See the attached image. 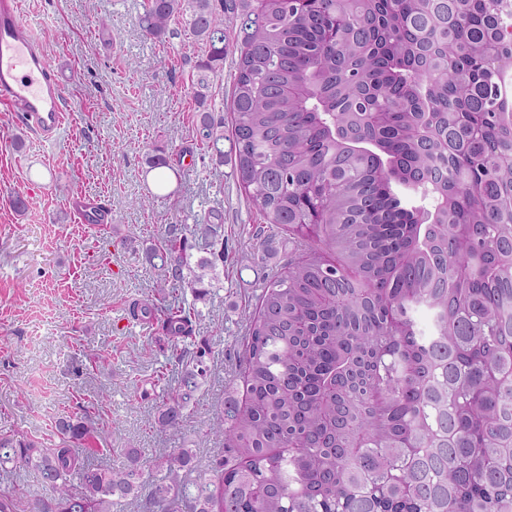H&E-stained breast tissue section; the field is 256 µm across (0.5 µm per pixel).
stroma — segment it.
<instances>
[{
  "mask_svg": "<svg viewBox=\"0 0 512 512\" xmlns=\"http://www.w3.org/2000/svg\"><path fill=\"white\" fill-rule=\"evenodd\" d=\"M50 62L68 66V118L43 139L0 107V434L54 447L56 426L90 416L101 435L81 457L113 464L125 448L141 449L146 475L156 461L192 449L195 473L211 472L224 453L210 431L243 358L245 310L261 290L257 268H272L254 232L261 216L232 162L216 165L196 136L193 84L204 53L181 18L162 40L142 35L143 0H18ZM224 70L209 88L215 121L231 125L240 46L227 28ZM22 137L23 149L13 140ZM170 156L175 171L158 196L147 160ZM30 198L24 212L14 192ZM94 198L108 224H85L69 208ZM224 228L220 285L202 300L190 290L156 289L145 259L169 226L201 215ZM193 306L202 315L190 350L208 348L207 375L177 428L155 419L176 386L173 341L158 317L133 318L131 302ZM18 492V512L49 498L38 473H0V489Z\"/></svg>",
  "mask_w": 512,
  "mask_h": 512,
  "instance_id": "obj_1",
  "label": "stroma"
}]
</instances>
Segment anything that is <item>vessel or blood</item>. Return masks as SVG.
<instances>
[{
    "label": "vessel or blood",
    "mask_w": 512,
    "mask_h": 512,
    "mask_svg": "<svg viewBox=\"0 0 512 512\" xmlns=\"http://www.w3.org/2000/svg\"><path fill=\"white\" fill-rule=\"evenodd\" d=\"M63 85V69L49 65L16 0H0V106L48 139L63 123Z\"/></svg>",
    "instance_id": "b4317fda"
}]
</instances>
